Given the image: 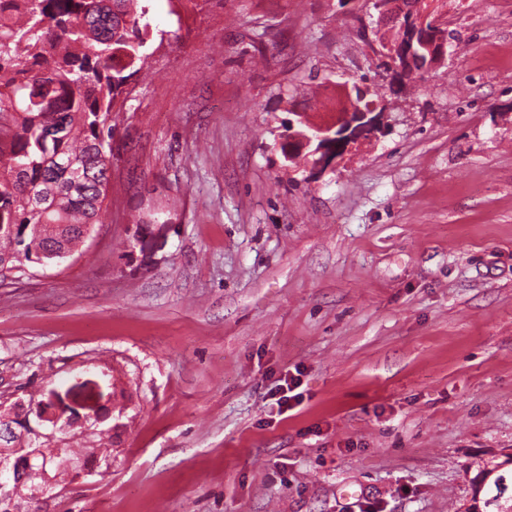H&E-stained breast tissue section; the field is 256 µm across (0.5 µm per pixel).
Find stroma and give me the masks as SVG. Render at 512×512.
Instances as JSON below:
<instances>
[{
    "label": "stroma",
    "mask_w": 512,
    "mask_h": 512,
    "mask_svg": "<svg viewBox=\"0 0 512 512\" xmlns=\"http://www.w3.org/2000/svg\"><path fill=\"white\" fill-rule=\"evenodd\" d=\"M430 7L401 84L369 0H150L99 223L0 281V399L89 380L118 427L41 512H459L512 448V13ZM363 74L385 131L286 161ZM279 381L283 383L276 384L267 394L268 399L272 401L270 405L275 406L277 415L281 416L302 402L303 392L297 391L301 387L298 376H290Z\"/></svg>",
    "instance_id": "1"
}]
</instances>
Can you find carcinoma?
<instances>
[{
	"label": "carcinoma",
	"instance_id": "obj_1",
	"mask_svg": "<svg viewBox=\"0 0 512 512\" xmlns=\"http://www.w3.org/2000/svg\"><path fill=\"white\" fill-rule=\"evenodd\" d=\"M148 14L145 0H0V115L12 123L0 139V272L75 250L97 223L110 185L108 122L147 59ZM364 82L348 102L368 112ZM36 447L9 512L45 472H61L50 444ZM497 492L485 487L482 512H499Z\"/></svg>",
	"mask_w": 512,
	"mask_h": 512
}]
</instances>
